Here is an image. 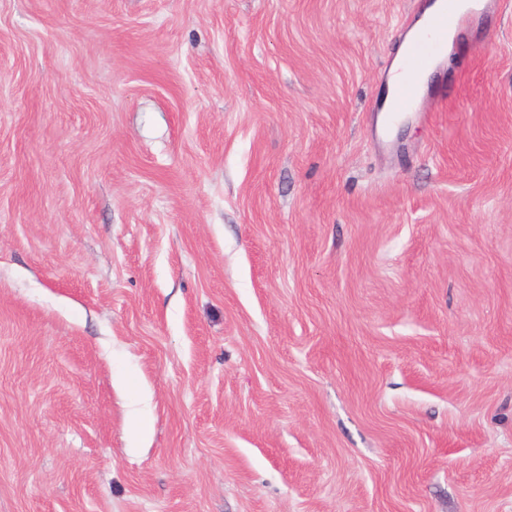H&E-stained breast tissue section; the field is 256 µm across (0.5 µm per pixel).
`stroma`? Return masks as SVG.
Masks as SVG:
<instances>
[{
  "label": "stroma",
  "mask_w": 512,
  "mask_h": 512,
  "mask_svg": "<svg viewBox=\"0 0 512 512\" xmlns=\"http://www.w3.org/2000/svg\"><path fill=\"white\" fill-rule=\"evenodd\" d=\"M417 3L0 0V512H512V0L384 140Z\"/></svg>",
  "instance_id": "35a3bbf8"
}]
</instances>
